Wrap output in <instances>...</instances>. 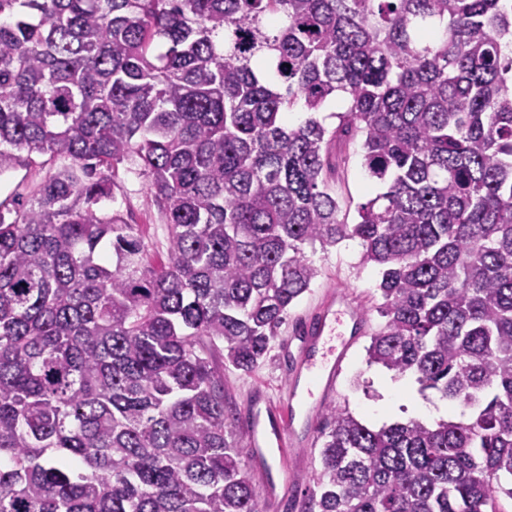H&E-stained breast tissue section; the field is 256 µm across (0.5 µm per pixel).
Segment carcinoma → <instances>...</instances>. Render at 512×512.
I'll use <instances>...</instances> for the list:
<instances>
[{
  "mask_svg": "<svg viewBox=\"0 0 512 512\" xmlns=\"http://www.w3.org/2000/svg\"><path fill=\"white\" fill-rule=\"evenodd\" d=\"M355 140L382 190L350 224ZM20 151L66 164L0 210V512H264L214 356L257 369L344 240L379 274L366 364L463 411L328 408L304 510L512 500V0H0V170ZM123 164L158 267L102 212ZM115 184L114 199L102 207L109 212L118 211L128 224H133L153 262L164 260L168 246L164 222L157 209L147 204L146 182L124 164L119 166Z\"/></svg>",
  "mask_w": 512,
  "mask_h": 512,
  "instance_id": "cac0c4a2",
  "label": "carcinoma"
}]
</instances>
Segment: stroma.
<instances>
[{"label": "stroma", "instance_id": "stroma-1", "mask_svg": "<svg viewBox=\"0 0 512 512\" xmlns=\"http://www.w3.org/2000/svg\"><path fill=\"white\" fill-rule=\"evenodd\" d=\"M347 160L340 170L336 192L340 198L360 203L376 190V183L368 176L361 164L358 143L343 146ZM114 198L105 202L106 211L119 212L127 223L133 224L146 243L151 260L158 261L167 255V240L163 221L153 206L147 203V189L128 165H121L115 178ZM362 248L358 241L346 240L328 251L316 252L314 259L321 268L320 276L312 283L300 301L288 314L289 322L281 327V341L293 335V321L311 312L324 300L332 289H341L351 294L360 306L369 330H376L382 322L374 310L377 300L375 292L378 273L374 267L361 263ZM368 336H361L350 349L341 364L336 380V393L329 403L348 406L350 411L364 423L379 427L396 421L416 418L417 405L436 404V397H424L418 389L403 394H392L385 389V380L390 373L381 366H367L364 348ZM267 390L274 401L286 399L288 386L285 381L284 361L279 346L273 347L268 358L250 373L229 368L224 372V403L232 422V440L245 461H252L253 449L249 444L250 396L254 389ZM319 445L289 448L287 457L270 451L267 462L274 474L284 484L287 493L278 499L266 500L265 512H286L288 504H301L304 492L313 485V478L320 469Z\"/></svg>", "mask_w": 512, "mask_h": 512}]
</instances>
